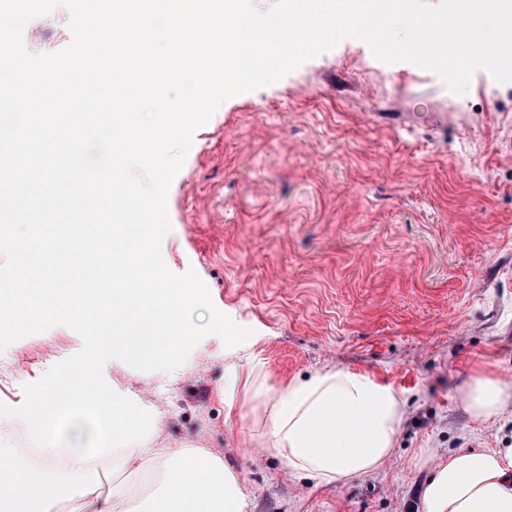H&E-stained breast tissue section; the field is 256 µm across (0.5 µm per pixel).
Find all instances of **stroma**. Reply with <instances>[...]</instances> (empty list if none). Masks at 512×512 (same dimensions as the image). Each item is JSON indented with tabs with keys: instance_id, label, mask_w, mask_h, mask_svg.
Masks as SVG:
<instances>
[{
	"instance_id": "stroma-1",
	"label": "stroma",
	"mask_w": 512,
	"mask_h": 512,
	"mask_svg": "<svg viewBox=\"0 0 512 512\" xmlns=\"http://www.w3.org/2000/svg\"><path fill=\"white\" fill-rule=\"evenodd\" d=\"M70 13L32 20L24 42L52 53ZM512 82L475 70L464 95L413 63L378 60L347 38L280 81L234 96L196 130L167 196L162 253L195 270L250 344L202 341L175 384L121 361L106 381L153 404L160 444L223 453L244 512H417L419 449L501 448L512 408L482 421L459 389L492 363L512 383ZM58 325L0 353V402L77 354ZM240 361L268 386L350 367L391 383L405 421L385 467L342 487L311 485L260 446L263 405L216 391Z\"/></svg>"
}]
</instances>
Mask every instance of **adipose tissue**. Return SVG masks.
<instances>
[{
	"mask_svg": "<svg viewBox=\"0 0 512 512\" xmlns=\"http://www.w3.org/2000/svg\"><path fill=\"white\" fill-rule=\"evenodd\" d=\"M221 398L243 393L264 398L270 428L262 446L286 463L289 472L314 485L341 486L378 471L393 453L405 418V400L385 380L361 370L327 368L269 388L260 370L231 364ZM467 412L476 419L498 417L512 406V384L487 369L474 371L461 387ZM84 405L94 420L91 443L81 446L58 429L61 416ZM155 412L120 389L87 392L68 368L51 372L25 414L27 433L42 462L30 472L10 451L16 428L0 419V463L10 470L0 488V512H56L60 495L80 512H144L120 488L104 490L94 473L109 459L129 471L154 465L163 493L153 512H243L246 493L223 459L205 448L158 447ZM64 470H57L58 460ZM416 463L427 471L419 512H512V444L503 448L460 449L447 454L420 449Z\"/></svg>",
	"mask_w": 512,
	"mask_h": 512,
	"instance_id": "ef3b65f1",
	"label": "adipose tissue"
}]
</instances>
